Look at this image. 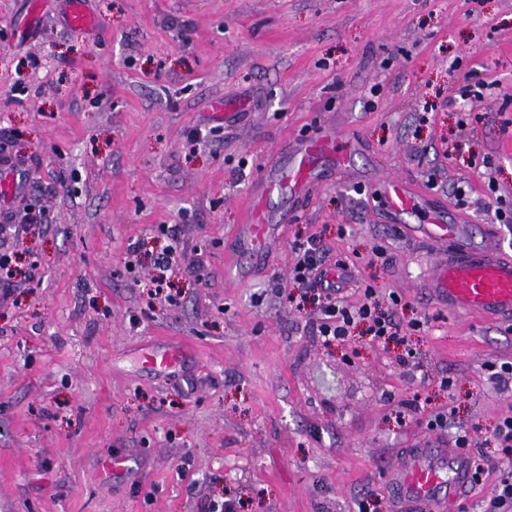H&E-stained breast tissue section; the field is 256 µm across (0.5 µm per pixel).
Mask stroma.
<instances>
[{
    "instance_id": "obj_1",
    "label": "stroma",
    "mask_w": 512,
    "mask_h": 512,
    "mask_svg": "<svg viewBox=\"0 0 512 512\" xmlns=\"http://www.w3.org/2000/svg\"><path fill=\"white\" fill-rule=\"evenodd\" d=\"M30 2L0 0V142L43 216L0 240L17 268L0 299V512H394L402 449L465 433L493 455L512 381L488 366L512 359V328L437 307L432 247L408 230L426 215L389 223L382 186L409 180L512 252L489 213L512 206V0H89L83 33L38 0L25 38ZM323 135L352 142L347 166L323 158L304 196L271 197L294 215L280 244L227 274L254 181ZM162 224L182 252L174 306L140 286ZM311 237L347 265L348 304L373 286L400 338L323 343L291 275ZM163 340L189 346L183 368L141 371ZM113 454L132 467L108 477Z\"/></svg>"
}]
</instances>
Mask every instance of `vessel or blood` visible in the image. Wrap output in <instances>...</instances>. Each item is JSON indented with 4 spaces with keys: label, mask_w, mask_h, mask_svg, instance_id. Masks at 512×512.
Returning a JSON list of instances; mask_svg holds the SVG:
<instances>
[{
    "label": "vessel or blood",
    "mask_w": 512,
    "mask_h": 512,
    "mask_svg": "<svg viewBox=\"0 0 512 512\" xmlns=\"http://www.w3.org/2000/svg\"><path fill=\"white\" fill-rule=\"evenodd\" d=\"M62 22L76 32L87 31L90 19L81 0H67ZM326 139L305 140L294 151L290 167H269L252 189L253 201L241 227L240 251L250 259L272 249L288 224V214L271 219L264 198L272 190L303 192L313 181L314 159L327 152ZM26 162L9 152L0 153V214L10 215L24 193ZM386 206L393 217L416 206V192L400 179L383 185ZM434 245L426 286L433 298L450 313L512 322V254L492 240L472 241L465 225L433 220L416 228ZM186 350L178 343L163 342L143 348L138 360L142 370L167 373L181 366ZM397 512H442L457 500L473 478L471 455L463 448L432 441L411 448L389 471Z\"/></svg>",
    "instance_id": "1"
}]
</instances>
